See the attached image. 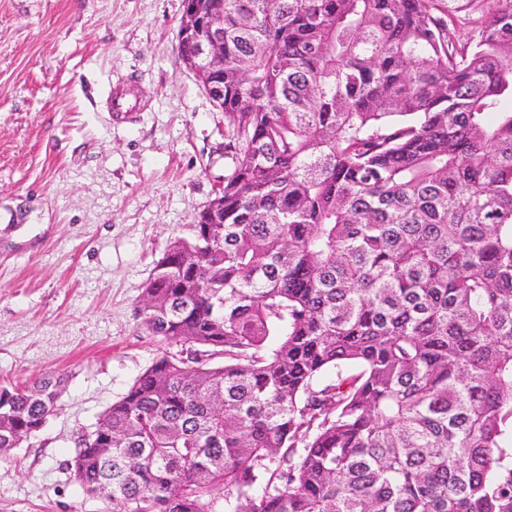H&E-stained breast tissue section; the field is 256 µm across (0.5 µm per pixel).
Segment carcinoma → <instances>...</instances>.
<instances>
[{"label": "carcinoma", "instance_id": "cac0c4a2", "mask_svg": "<svg viewBox=\"0 0 512 512\" xmlns=\"http://www.w3.org/2000/svg\"><path fill=\"white\" fill-rule=\"evenodd\" d=\"M198 4L231 166L136 309L179 350L74 480L108 512H512V0ZM62 392L0 384V460Z\"/></svg>", "mask_w": 512, "mask_h": 512}]
</instances>
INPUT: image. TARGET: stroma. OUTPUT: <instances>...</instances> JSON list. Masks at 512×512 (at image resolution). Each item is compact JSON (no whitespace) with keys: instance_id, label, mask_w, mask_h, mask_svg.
Here are the masks:
<instances>
[{"instance_id":"stroma-1","label":"stroma","mask_w":512,"mask_h":512,"mask_svg":"<svg viewBox=\"0 0 512 512\" xmlns=\"http://www.w3.org/2000/svg\"><path fill=\"white\" fill-rule=\"evenodd\" d=\"M183 0H0V383L65 379L0 460V512H105L66 462L161 351L136 316L170 241L231 161L225 118L178 54ZM133 83L140 110L106 98ZM112 112L120 119L128 118L130 112L136 110V104L132 105V100L136 98L134 90L123 83H117L112 86V92L109 94Z\"/></svg>"}]
</instances>
